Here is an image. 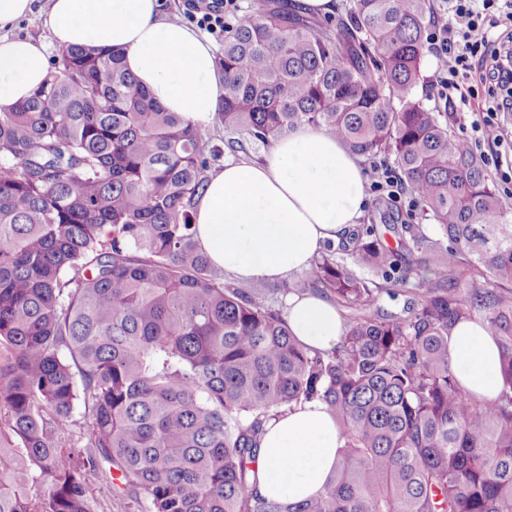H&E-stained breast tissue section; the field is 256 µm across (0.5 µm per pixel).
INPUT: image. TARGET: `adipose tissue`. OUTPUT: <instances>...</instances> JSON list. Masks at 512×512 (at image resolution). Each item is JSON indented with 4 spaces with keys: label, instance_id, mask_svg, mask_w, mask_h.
<instances>
[{
    "label": "adipose tissue",
    "instance_id": "obj_1",
    "mask_svg": "<svg viewBox=\"0 0 512 512\" xmlns=\"http://www.w3.org/2000/svg\"><path fill=\"white\" fill-rule=\"evenodd\" d=\"M45 25L59 47L115 48L126 69L168 112L202 125L224 94L214 45L193 25L168 19L162 0H47ZM33 0H0V112L30 98L50 71L46 43L12 34ZM367 205L357 155L336 138L301 126L276 138L258 161L228 158L210 176L195 212L196 238L212 266L238 282L276 283L310 269L327 243L348 238ZM283 317L304 346L327 351L344 321L319 294L288 293ZM462 387L479 400L501 390L499 348L481 320L448 338ZM340 431L327 405L294 407L264 427L256 490L301 502L332 474Z\"/></svg>",
    "mask_w": 512,
    "mask_h": 512
}]
</instances>
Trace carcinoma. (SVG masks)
<instances>
[{"label": "carcinoma", "instance_id": "carcinoma-1", "mask_svg": "<svg viewBox=\"0 0 512 512\" xmlns=\"http://www.w3.org/2000/svg\"><path fill=\"white\" fill-rule=\"evenodd\" d=\"M252 9L217 58L224 128L266 144L308 125L392 154L448 247L400 271L371 228L353 265L321 253L297 287L358 314L333 350L303 347L198 246L220 149L121 51L66 49L0 112V512H96L89 471L136 512H512V206L415 94L431 0H350L338 29L290 0ZM357 266L417 306L368 310ZM474 318L499 347L491 401L448 355ZM314 400L344 439L336 473L306 503L260 496L264 424Z\"/></svg>", "mask_w": 512, "mask_h": 512}]
</instances>
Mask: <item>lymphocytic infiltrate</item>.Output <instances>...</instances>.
I'll return each instance as SVG.
<instances>
[{
	"label": "lymphocytic infiltrate",
	"mask_w": 512,
	"mask_h": 512,
	"mask_svg": "<svg viewBox=\"0 0 512 512\" xmlns=\"http://www.w3.org/2000/svg\"><path fill=\"white\" fill-rule=\"evenodd\" d=\"M436 60L431 79L434 98L450 112L470 118L469 145L488 148L503 183H512V158L501 148L512 147V130L501 115L512 112V0H448V10L434 22L429 34ZM484 87L489 106L472 109L476 87Z\"/></svg>",
	"instance_id": "1"
}]
</instances>
